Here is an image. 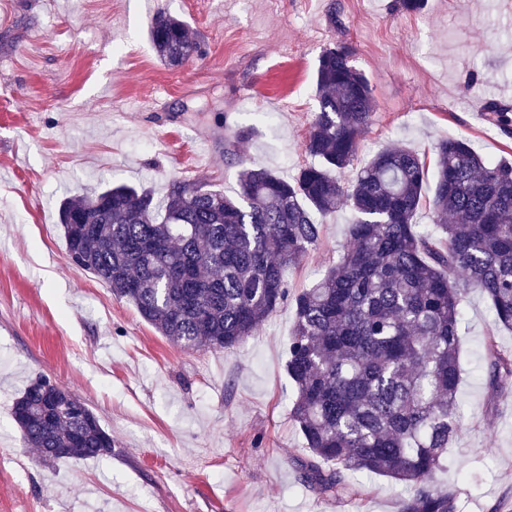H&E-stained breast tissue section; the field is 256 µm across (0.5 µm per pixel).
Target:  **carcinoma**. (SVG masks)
I'll list each match as a JSON object with an SVG mask.
<instances>
[{
  "instance_id": "carcinoma-1",
  "label": "carcinoma",
  "mask_w": 512,
  "mask_h": 512,
  "mask_svg": "<svg viewBox=\"0 0 512 512\" xmlns=\"http://www.w3.org/2000/svg\"><path fill=\"white\" fill-rule=\"evenodd\" d=\"M148 35L170 67L199 53L184 22L164 12ZM315 82L319 111L304 143L314 163L296 176L245 168L235 198L178 179L161 201L126 183L70 198L59 208L68 252L190 349L231 348L293 301L290 416L311 456L308 486L354 498L358 475H381L411 488L398 512H456L455 495L435 479L461 419L462 301L470 288L488 300L494 325L486 383L494 391L512 384V352L495 334L512 329V163L450 136L434 146L431 177L417 152L397 148L344 183L337 174L372 124L373 90L339 45L319 56ZM485 112L512 134V103L490 100ZM425 206L433 232L417 222ZM341 207L352 212L350 244L320 281L288 298L286 267L317 245V217ZM449 214L458 223H444ZM71 216L84 223H68ZM74 398L39 377L13 402L15 424L44 461L112 455V436L87 405L74 410Z\"/></svg>"
}]
</instances>
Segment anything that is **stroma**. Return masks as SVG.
Segmentation results:
<instances>
[{"label":"stroma","mask_w":512,"mask_h":512,"mask_svg":"<svg viewBox=\"0 0 512 512\" xmlns=\"http://www.w3.org/2000/svg\"><path fill=\"white\" fill-rule=\"evenodd\" d=\"M160 10L200 46L181 67L149 40L143 15ZM336 44L376 105L342 181L386 148L433 161L449 134L512 162V136L471 113L512 102V0H0V512H397L384 477L363 478L360 504L305 483L288 408L292 303L239 345L182 348L72 263L58 219L64 198L115 178L159 198L175 178L235 195L244 164L292 178L310 162L317 60ZM350 219H322L287 271L290 294L331 267ZM464 314V419L436 484L458 512H512V387L491 392L480 374L491 312L479 291ZM40 376L93 410L111 456L38 460L12 403Z\"/></svg>","instance_id":"1"}]
</instances>
